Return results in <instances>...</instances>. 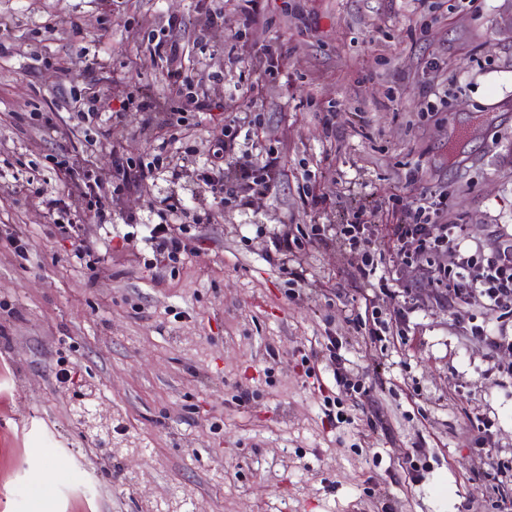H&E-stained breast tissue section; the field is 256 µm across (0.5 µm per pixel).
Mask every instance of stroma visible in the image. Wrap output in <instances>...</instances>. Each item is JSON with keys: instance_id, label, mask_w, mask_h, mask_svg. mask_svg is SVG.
<instances>
[{"instance_id": "35a3bbf8", "label": "stroma", "mask_w": 512, "mask_h": 512, "mask_svg": "<svg viewBox=\"0 0 512 512\" xmlns=\"http://www.w3.org/2000/svg\"><path fill=\"white\" fill-rule=\"evenodd\" d=\"M500 5L0 0V512L512 501V354L471 337L490 313L432 281L453 254L406 258L387 243L424 195L443 196L449 223L484 252L512 236ZM171 18L210 112H177L167 63L150 55ZM85 96L98 97V122L77 121ZM165 139L153 179L129 182ZM68 159L90 162L107 223L60 181ZM210 159L237 194L205 191ZM270 162V186L245 183ZM176 200L189 212L169 222L187 252L153 261L147 227ZM358 222L372 226L389 290L359 276L361 251L336 233ZM370 317L397 334L370 339ZM331 338L361 390L337 384ZM63 367L72 384L57 382ZM329 400L343 421L328 419ZM54 461L52 497L38 503L32 484Z\"/></svg>"}]
</instances>
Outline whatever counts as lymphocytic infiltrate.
I'll list each match as a JSON object with an SVG mask.
<instances>
[{
    "instance_id": "1",
    "label": "lymphocytic infiltrate",
    "mask_w": 512,
    "mask_h": 512,
    "mask_svg": "<svg viewBox=\"0 0 512 512\" xmlns=\"http://www.w3.org/2000/svg\"><path fill=\"white\" fill-rule=\"evenodd\" d=\"M153 55L164 58L171 66L170 77L176 95L184 107L197 112L211 108L208 98L193 92L192 85L182 77L180 44L172 35H158L151 47ZM468 228L448 223L443 201L436 196L421 197L418 204L397 217L391 228L390 243L397 250H415L439 254L456 252L455 269L436 266L433 280L448 288L459 289L466 304L476 305L499 315H512V244L495 248L488 257L465 249Z\"/></svg>"
}]
</instances>
